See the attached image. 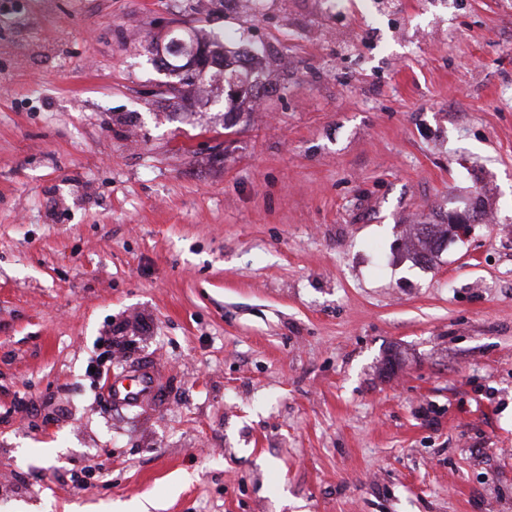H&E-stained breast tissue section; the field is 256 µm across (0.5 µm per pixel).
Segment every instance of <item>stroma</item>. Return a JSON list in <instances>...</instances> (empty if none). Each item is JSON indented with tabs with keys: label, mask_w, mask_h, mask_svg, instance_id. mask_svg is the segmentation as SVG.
<instances>
[{
	"label": "stroma",
	"mask_w": 512,
	"mask_h": 512,
	"mask_svg": "<svg viewBox=\"0 0 512 512\" xmlns=\"http://www.w3.org/2000/svg\"><path fill=\"white\" fill-rule=\"evenodd\" d=\"M224 2L0 0V512H512V0ZM198 42V62L201 66V69L199 70V74H195V72H190L196 69V64L193 59H191L190 64L185 68L186 71L183 75L178 74L177 76L180 77V82H182L183 85L186 86H192L195 85L196 81L198 82H204L208 79H211V75L209 70H206L204 74H201L202 71H204V65L205 63H209L211 60V63L221 61L224 63L225 55L227 52L226 47V39L220 38V37H212L209 38L208 41H205L203 43L199 42V39L197 38ZM195 80V81H194ZM139 383L134 387L126 388L118 386L115 379L108 377L105 382L107 395L117 402L125 404H139L149 396L152 387V377L149 372H144L138 376Z\"/></svg>",
	"instance_id": "1"
}]
</instances>
